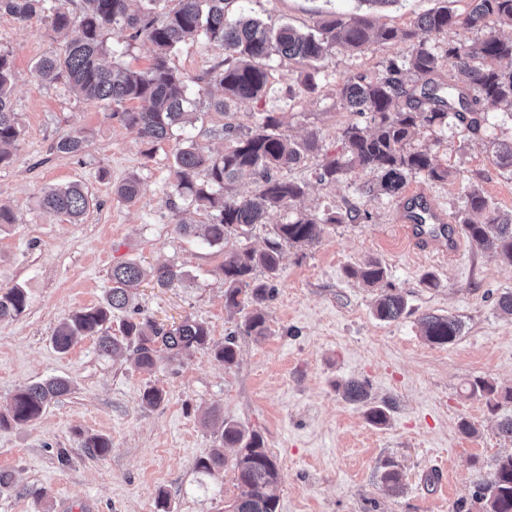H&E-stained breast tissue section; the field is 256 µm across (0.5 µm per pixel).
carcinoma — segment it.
<instances>
[{"mask_svg": "<svg viewBox=\"0 0 512 512\" xmlns=\"http://www.w3.org/2000/svg\"><path fill=\"white\" fill-rule=\"evenodd\" d=\"M49 0H0V13L20 23L43 15ZM132 0H81L80 10L73 13L65 6L57 7L51 25L57 32L77 27L79 36L68 42L64 53L45 55L35 64L37 77L48 83L63 82L78 99L102 103L110 117L118 120L145 144L174 139L173 182L169 184L168 203L176 210L202 208L209 213L208 223L197 228L182 219L176 220L177 231L183 235H201L210 247L220 248L232 236L242 237L249 227L262 223L270 210L289 208L305 194V187L289 181L279 172L301 163L307 152L315 148L314 138L292 141L278 131V119L268 114L245 133H237L232 125L223 128L224 136L234 146L220 155L200 147L185 128L192 124L196 99L189 93V79L170 65L175 49L184 41L200 37L224 47V61L214 66L197 82L220 88L223 95L211 105L224 113L239 101L265 94L269 83V61L278 55L309 67L325 59L332 50L358 52L375 45L397 40L414 43L409 60L412 69L423 79L421 86H405L402 68L395 60L385 65L375 77L358 76L348 80L340 91L343 107L353 113L370 115L372 126L350 123L342 131L344 153L329 161L319 173L321 181H336L356 168L377 174L379 181L368 192L396 194L407 176L424 174L433 181H446L451 172L436 164L430 152L410 149L408 142L415 130L425 127L463 124L478 133L488 122V108L501 104L512 109V66L500 62L512 60V39H503L491 31L479 41L448 45V80L434 79L440 69L439 57L424 41L414 42L417 31L446 32L459 25L484 29L495 24L512 27V0H471V9L461 18L442 5L421 16L415 28L399 31L376 27L365 17L330 14L312 31H302L284 23L269 27L244 13L230 20L228 6L235 0H177L169 11H159L162 0H140L138 11L129 10ZM123 21L134 30L133 37H145L155 48L151 66L135 70L105 62L108 51L102 32ZM456 74L468 83L454 82ZM13 60L10 52L0 49V166L12 160L9 147L21 135L11 88ZM141 101L145 107L133 111L129 101ZM86 137L75 129L56 143L57 151L78 156L85 149ZM243 174L256 177L257 194L239 197L232 185ZM127 203L140 198L138 178L132 176L116 188ZM90 203L88 190L79 183L51 187L43 191L39 205L56 213L79 220ZM468 211L458 223L463 225L469 241L482 250L496 253L512 266V218L503 217L481 190L472 186L467 192ZM357 214L325 213L321 216L299 212L286 224L277 227L278 240L257 252L235 250L224 254L220 271L224 275V301L233 309L251 308L246 317L247 332L267 334L265 316L260 305L273 291L281 261V242L313 245L319 241L326 224L354 221ZM258 268L267 279L257 280ZM349 274L369 287L382 283L387 273L378 261H369ZM184 278V272L173 265L144 270L133 260L112 268L109 289L103 304L81 309L62 322L52 338L55 348L68 351L77 336L97 337L98 351L103 355L125 349L143 370L156 363L157 346H162L174 360L190 349H207L210 333L204 322L187 318L170 329L157 326L149 319L129 316L119 324V335L109 333L112 316L131 306L136 290L148 279L159 288H171ZM27 293L13 287L0 293V320L20 315L27 306ZM406 310L404 297L389 287L378 298L374 314L382 321H395ZM423 336L435 345L455 343L463 333L460 320L450 316L426 315L422 318ZM214 354L225 365L237 361L234 336L214 348ZM471 393L498 407L497 399L512 400V390L503 392L487 380L477 379ZM70 391L69 381L51 378L30 384L12 399L9 414L0 416L2 425H23L37 419L50 403ZM347 399L362 405L368 421L384 425L388 409L373 401L369 390L358 380L344 386ZM166 393L156 386L141 395L143 405L155 408L165 401ZM220 447L201 461L208 474L221 471L227 463L224 448L235 449L232 469L242 492L231 505L232 512H277L276 494L280 471L261 437L248 433L232 422H223ZM82 447L91 455L108 452L110 442L102 436L84 439ZM486 512H512V454L501 456L489 482L483 487Z\"/></svg>", "mask_w": 512, "mask_h": 512, "instance_id": "obj_1", "label": "carcinoma"}]
</instances>
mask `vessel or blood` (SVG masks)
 <instances>
[{
	"label": "vessel or blood",
	"mask_w": 512,
	"mask_h": 512,
	"mask_svg": "<svg viewBox=\"0 0 512 512\" xmlns=\"http://www.w3.org/2000/svg\"><path fill=\"white\" fill-rule=\"evenodd\" d=\"M397 221L399 229L417 249L441 256H454L463 249V242L447 215L436 209L424 189L411 193V203L402 207Z\"/></svg>",
	"instance_id": "obj_1"
}]
</instances>
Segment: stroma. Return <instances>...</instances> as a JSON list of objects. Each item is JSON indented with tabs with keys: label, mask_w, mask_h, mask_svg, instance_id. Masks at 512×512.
<instances>
[{
	"label": "stroma",
	"mask_w": 512,
	"mask_h": 512,
	"mask_svg": "<svg viewBox=\"0 0 512 512\" xmlns=\"http://www.w3.org/2000/svg\"><path fill=\"white\" fill-rule=\"evenodd\" d=\"M444 4L461 16L470 10V0H398L382 9L361 0H234L229 13L304 31L330 13L409 29ZM103 40L106 48L119 49L123 65L142 69L151 62L152 44L132 38L125 24L104 30ZM64 43L44 18L22 25L0 15V49L12 53L21 130L11 163L0 166V205L17 218L0 228V291L19 286L28 297L22 314L0 320V414L22 387L52 377L71 384L38 419L0 427V470L12 475L0 488V512H61L65 505L76 512H159L161 496L168 512H225L239 494L233 471L208 474L199 467L218 444V431L207 421L214 408L263 439L280 470L278 512H485L479 489L497 458L512 453V439L498 430L512 415V402L490 410L469 384L482 378L512 388V317L497 306L500 295L512 291V267L471 244L453 260L416 252L402 238L396 215L408 191L421 187L449 219L465 216L470 184L501 213L512 214V170L495 163L498 143L512 140V116L492 113L489 128L476 134L459 125L417 130L411 147L431 152L453 178L412 175L398 194L370 196L364 192L375 179L369 171L353 170L337 182L317 178L324 163L342 154L345 125L370 123L369 116L347 112L339 92L349 79L377 75L390 59L405 64L407 85L418 84L407 67L411 43L333 50L318 65L312 94L300 90L304 66L274 58L264 96L239 102L226 115L200 97L198 120L188 132L217 153L230 144L221 133L225 123L246 128L278 113L285 135L317 140L316 150L284 172L304 183L306 193L219 250L175 229L178 216L166 204L175 141L146 148L100 103L35 76V63ZM223 58L219 45L190 40L171 64L197 78ZM76 128L87 137L84 152H58L59 138ZM131 176L139 178L142 193L130 204L115 189ZM70 182L83 184L93 199L77 222L38 203L46 188ZM352 208L363 220L326 225L312 246L283 245L275 290L263 305L268 334L247 333L244 313L224 306L219 267L225 250L265 248L277 225L300 211ZM370 259L386 268L388 282L406 299L408 313L399 320L375 318L377 289L349 274ZM128 260L145 268L169 263L186 273L171 288L143 283L140 317L165 326L200 319L213 346L235 335L236 364L224 366L212 349L175 360L163 352L149 372L129 356L100 355L92 336L58 352L52 342L58 325L102 303L113 266ZM429 275L435 285L426 283ZM428 314L461 320L462 336L451 345L427 343L420 320ZM350 379L364 381L376 403L388 404L386 426L370 424L363 408L344 398L342 386ZM149 386L166 393L159 407L141 404ZM464 419L476 435L462 433ZM91 435L110 441L108 453H85L82 442ZM63 449L65 464L58 459ZM392 469L403 476L397 493L382 483Z\"/></svg>",
	"instance_id": "35a3bbf8"
}]
</instances>
